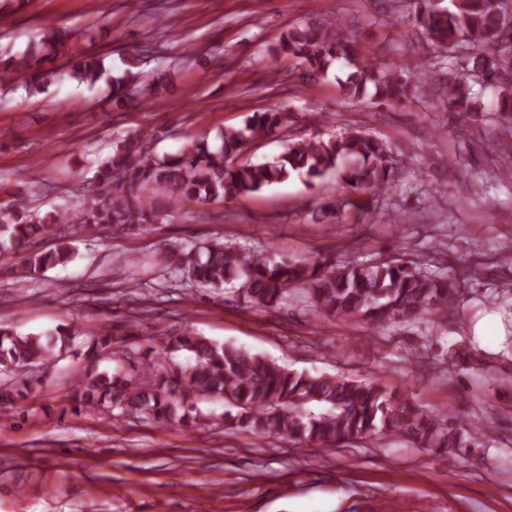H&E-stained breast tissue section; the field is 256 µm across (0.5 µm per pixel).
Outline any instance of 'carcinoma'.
Returning a JSON list of instances; mask_svg holds the SVG:
<instances>
[{
  "mask_svg": "<svg viewBox=\"0 0 512 512\" xmlns=\"http://www.w3.org/2000/svg\"><path fill=\"white\" fill-rule=\"evenodd\" d=\"M410 23L442 50H465L466 64L448 82H440L431 70L416 77L376 62L369 49L340 25L331 30L295 27L282 39L281 48L314 75L328 72L335 62L344 63L349 73L341 87L349 97L360 98L371 87L381 102L393 105L446 88L455 111L477 115L486 111L483 92L489 88L495 91L496 111L512 115V85L503 82L512 70V41L503 33V0H421ZM65 44L63 35L45 33L30 45L27 55L0 69V87L13 84L26 71L24 89L30 95L64 75L92 86L107 73L95 54L65 66L55 64ZM47 61L54 67L40 68ZM292 121L290 112H254L242 125L224 128L220 142L191 138L179 153L162 159L150 154L149 139L134 134L118 141L112 155L98 165L86 187L89 206L44 215L30 210L23 200L9 209L1 207L0 252L23 257L13 271V284L22 288L72 261L75 247L59 233L61 224H74L83 237L97 238L109 227L123 232L159 222L155 213L144 212L134 202L133 188L144 183L175 203L194 207L252 195L294 175L312 187L314 180L332 171L354 192L376 197L388 191L396 160L384 143L360 131L290 142L271 162L228 163L250 142L282 131ZM348 203L341 198L323 204L315 223L329 220ZM53 236L58 237L53 251L35 250L38 240ZM169 270L171 284L158 287L222 293L224 285L235 283V293L245 304L271 313L299 293L325 319L362 322L374 332L392 322L445 316L459 295L448 275H432L424 263L403 257L355 264L318 256L297 263L262 250L243 255L221 241L192 246ZM64 352L85 361L70 384L75 413L100 410L113 417L133 415L196 429L209 428L219 417L226 428L300 445L336 447L372 436L407 437L418 448L450 453L459 445L454 417L423 411L376 381L298 372L243 348L217 343L189 327L170 335L159 350L122 345L114 331L106 329L94 332L68 325L38 335L0 328L1 375L30 366L49 367ZM177 352L187 353L191 362L175 360ZM35 389L27 379L3 382L0 406L15 405ZM200 401H221L225 410L217 416L206 414L198 408ZM309 403L319 405L321 412H307Z\"/></svg>",
  "mask_w": 512,
  "mask_h": 512,
  "instance_id": "1",
  "label": "carcinoma"
}]
</instances>
